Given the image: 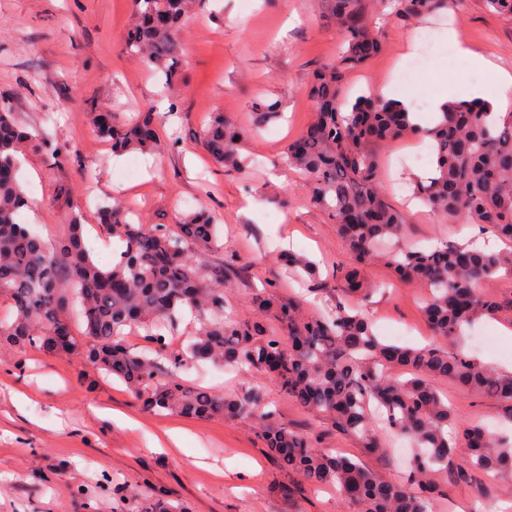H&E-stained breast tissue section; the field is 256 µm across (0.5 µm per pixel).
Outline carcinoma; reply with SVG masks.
<instances>
[{"label":"carcinoma","instance_id":"obj_1","mask_svg":"<svg viewBox=\"0 0 512 512\" xmlns=\"http://www.w3.org/2000/svg\"><path fill=\"white\" fill-rule=\"evenodd\" d=\"M135 23L127 49L136 51L165 85L177 81L178 31L195 0H133ZM325 13L342 32L344 49L318 67L308 87L314 104L306 127L291 140L283 163L306 178L308 203L337 224L341 244L353 263L335 270L336 313L306 314L276 294L270 281L252 294L251 319L226 313L224 285L242 278L248 265L231 255L203 264L219 247L218 224L207 210L184 219L176 231L164 224H132L117 203L102 213L106 232L120 243L108 269L93 259L77 216L64 235L44 240L20 221L27 206L15 176L31 134L0 104V297L11 317L0 316V342L22 349L80 357L121 381L149 410L184 417L249 416L261 413L269 453L282 468L298 472L315 487H334L356 512H431L441 490L433 473L445 470L456 482H469L475 470L512 480V441L476 424H457L455 411L438 384L452 380L476 394L504 404L512 420V372L494 371L458 350L455 339L474 322L512 312L484 294L489 279L512 277V251H494L472 241L438 239L425 246H400L406 213L394 207L382 179L377 148L402 140H428L434 154L430 176L413 182V197L424 206L468 224L479 235L512 242V113L490 111L481 99L450 102L429 126L413 123L394 99L359 95L343 88L349 72L362 68L379 51L381 33L372 25L378 0H323ZM401 27L451 8L454 0H389ZM281 116V104L259 101L252 125L244 128L214 113L202 143L227 171L248 165L242 154L252 132ZM97 135L114 154L159 149L152 113L131 121L99 112ZM383 259L405 283L427 288L423 318L432 344L413 348L382 341L357 308L372 289L362 269ZM288 272L313 292L324 291L318 268L306 258L280 255ZM195 326L184 351L169 349L167 334L184 317ZM273 320L270 325L267 320ZM145 326L148 345L140 350L125 339L129 327ZM167 362L171 371L164 370ZM230 365L264 374L278 392L300 406L328 416L338 436H354L371 453L382 447L379 427L412 441L418 452L399 479H385L359 461L318 448L321 435L298 432L261 411L259 393L231 395L191 384L176 371L192 362ZM468 459L455 460L458 446ZM137 512H191L163 496L142 498Z\"/></svg>","mask_w":512,"mask_h":512}]
</instances>
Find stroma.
<instances>
[{
	"mask_svg": "<svg viewBox=\"0 0 512 512\" xmlns=\"http://www.w3.org/2000/svg\"><path fill=\"white\" fill-rule=\"evenodd\" d=\"M321 14L320 0H197L180 32L181 63L170 92L162 76L124 49L133 0H0V103L10 106L17 122L47 130L53 140L49 150L36 139L23 149L18 177L30 200L23 221L52 241L67 216L77 214L87 246L107 268L120 246L103 229L100 207L118 202L136 208L142 223L172 225L204 205L223 229L221 249L206 254L205 264L230 255L248 264L247 279L226 292L238 317L251 316L253 292L272 278L280 295L303 301L305 312L329 310L332 270L349 265L350 256L336 224L305 202L302 177L281 163L289 140L311 119L307 85L314 71L341 51L339 31ZM376 23L382 47L349 75L348 96L390 82L422 109L447 84L462 91L491 89V73L449 66V54L461 44L512 71V18L490 12L484 0H457L448 12L410 30L384 8ZM410 31L429 35V42L407 49ZM422 56L427 67L408 72ZM260 99L280 101L285 117L246 142V172H225L202 147V131L216 112L249 124ZM159 110L167 117L158 123L154 158L128 153L114 163L110 146L94 131V113L125 119ZM409 147L402 141L380 149L389 200L408 214L403 244L468 241L472 232L464 225L405 206L398 181L432 170L428 163L398 166V155ZM285 244L319 262L327 291L307 293L280 272L275 252ZM364 276L378 288L362 305L378 335L388 340L393 329L407 327V344L425 345L426 289L396 281L380 261L368 265ZM476 334L492 337L496 349H473ZM459 345L487 366L512 371V314L481 320ZM183 377L227 394L261 390L276 421L321 434L322 448L361 459L387 479L399 478L415 453L411 447L393 452L395 438L388 433L381 451L366 453L357 438L332 434L326 415L302 408L252 372L199 363ZM440 390L462 421L494 425L512 437V421L504 419L496 399L452 381ZM171 429L179 447H156V437ZM437 480L444 494L434 512H481L476 485L486 475L461 483L441 472ZM286 486L291 495H283ZM157 494L189 504L192 512H354L336 491L314 489L283 470L267 451L259 417L154 413L76 358L0 345V512H135L136 496Z\"/></svg>",
	"mask_w": 512,
	"mask_h": 512,
	"instance_id": "35a3bbf8",
	"label": "stroma"
}]
</instances>
